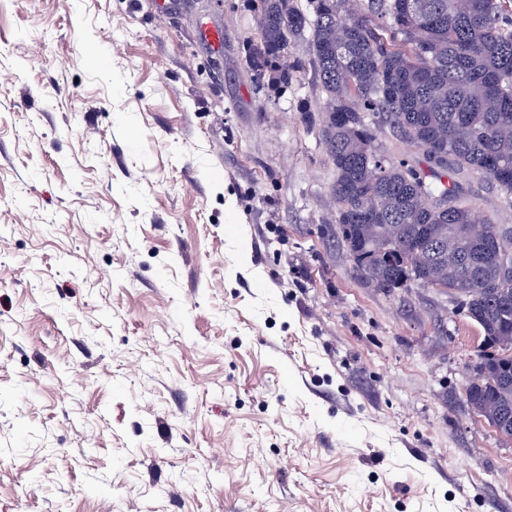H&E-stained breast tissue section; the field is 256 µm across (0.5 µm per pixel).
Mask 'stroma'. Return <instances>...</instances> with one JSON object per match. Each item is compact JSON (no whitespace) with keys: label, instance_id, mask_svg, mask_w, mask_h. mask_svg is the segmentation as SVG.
<instances>
[{"label":"stroma","instance_id":"1","mask_svg":"<svg viewBox=\"0 0 512 512\" xmlns=\"http://www.w3.org/2000/svg\"><path fill=\"white\" fill-rule=\"evenodd\" d=\"M257 18L0 0V512H512L479 329L353 272L308 45L256 79Z\"/></svg>","mask_w":512,"mask_h":512}]
</instances>
